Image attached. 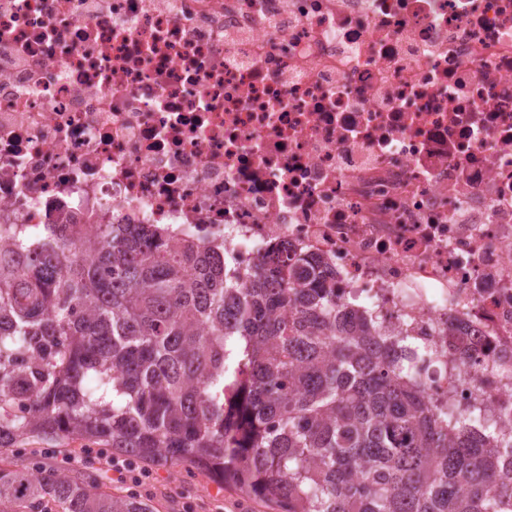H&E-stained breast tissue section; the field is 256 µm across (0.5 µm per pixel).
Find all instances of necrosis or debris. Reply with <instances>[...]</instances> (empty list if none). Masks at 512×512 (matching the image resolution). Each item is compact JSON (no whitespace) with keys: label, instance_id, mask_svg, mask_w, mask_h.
<instances>
[{"label":"necrosis or debris","instance_id":"obj_1","mask_svg":"<svg viewBox=\"0 0 512 512\" xmlns=\"http://www.w3.org/2000/svg\"><path fill=\"white\" fill-rule=\"evenodd\" d=\"M285 242L512 464V0H0V239Z\"/></svg>","mask_w":512,"mask_h":512}]
</instances>
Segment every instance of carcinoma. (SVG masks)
Masks as SVG:
<instances>
[{
  "instance_id": "cac0c4a2",
  "label": "carcinoma",
  "mask_w": 512,
  "mask_h": 512,
  "mask_svg": "<svg viewBox=\"0 0 512 512\" xmlns=\"http://www.w3.org/2000/svg\"><path fill=\"white\" fill-rule=\"evenodd\" d=\"M0 260V455L74 437L229 481L279 512H512L501 427L440 410L402 333L276 245L247 280L150 224L68 225ZM0 467V512H155L97 469Z\"/></svg>"
}]
</instances>
